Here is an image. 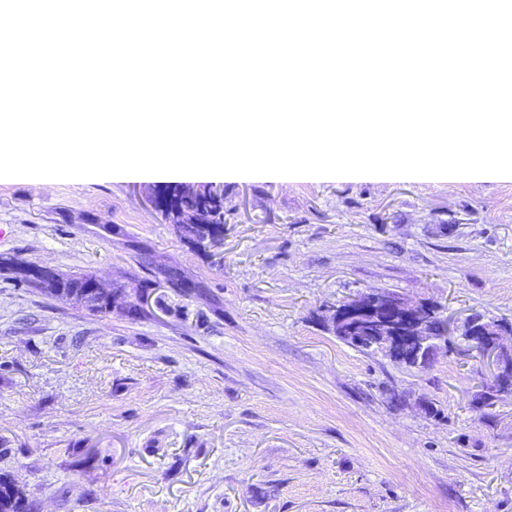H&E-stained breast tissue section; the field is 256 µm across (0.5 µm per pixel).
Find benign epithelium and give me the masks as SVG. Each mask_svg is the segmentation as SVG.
Segmentation results:
<instances>
[{
	"instance_id": "benign-epithelium-1",
	"label": "benign epithelium",
	"mask_w": 512,
	"mask_h": 512,
	"mask_svg": "<svg viewBox=\"0 0 512 512\" xmlns=\"http://www.w3.org/2000/svg\"><path fill=\"white\" fill-rule=\"evenodd\" d=\"M193 239L207 249L224 246V236L216 234L208 224L197 225ZM330 312L335 327L348 325L355 329L374 317L380 318L385 324L383 334L365 336L363 340L413 369H428L424 359L432 347L448 344L455 335L463 336L469 351L494 366L485 387L499 390L501 396H512V369L501 363L504 327L500 324L471 315L453 328L440 310L388 289L358 293L343 304L330 307Z\"/></svg>"
}]
</instances>
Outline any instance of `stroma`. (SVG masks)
Listing matches in <instances>:
<instances>
[{
	"label": "stroma",
	"instance_id": "stroma-1",
	"mask_svg": "<svg viewBox=\"0 0 512 512\" xmlns=\"http://www.w3.org/2000/svg\"><path fill=\"white\" fill-rule=\"evenodd\" d=\"M166 187L0 179V255L138 312L0 273V472L35 512H512V396L473 403L490 365L458 340L408 369L324 311L383 288L512 324L511 178L227 181L217 254L153 209Z\"/></svg>",
	"mask_w": 512,
	"mask_h": 512
}]
</instances>
